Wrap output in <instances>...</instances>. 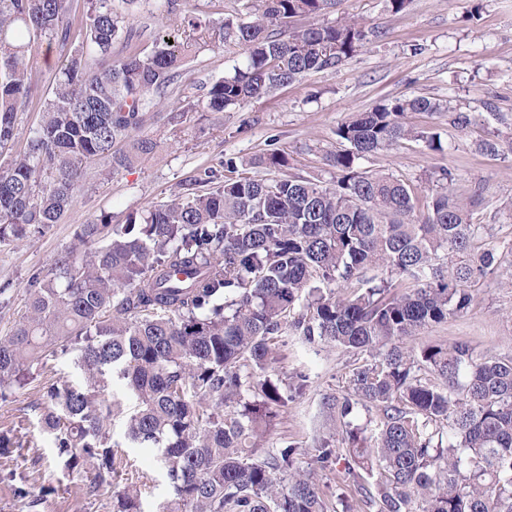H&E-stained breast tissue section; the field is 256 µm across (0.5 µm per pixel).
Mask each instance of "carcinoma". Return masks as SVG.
Returning a JSON list of instances; mask_svg holds the SVG:
<instances>
[{"label":"carcinoma","instance_id":"carcinoma-1","mask_svg":"<svg viewBox=\"0 0 512 512\" xmlns=\"http://www.w3.org/2000/svg\"><path fill=\"white\" fill-rule=\"evenodd\" d=\"M139 0H0V157L33 99L37 41L64 51L27 151L0 162V243L60 222L87 171L104 175L154 152L147 114L167 106L222 112L270 97L352 57L373 33L362 19L301 25L342 0H253L245 20L214 22L189 0H160L176 29L142 48L128 15ZM84 39L67 49L74 29ZM205 46L238 47L244 64L182 102L186 63ZM426 97L396 98L356 113L336 131V180L260 177L216 181L205 169L167 203L126 224L103 212L28 289L27 308L0 336V392L33 378L57 352L77 353L84 382L52 384L39 418L66 466L95 462L94 492L116 471L112 420L131 403L125 438L157 449L180 512H512V356H480L465 343L410 346L413 337L467 312L474 284L500 257L478 240L474 201L447 188L420 196L356 161L407 140L441 148L405 121L439 112ZM350 292L340 294L335 287ZM287 336L343 347L368 360L331 407L343 447L286 444L263 460L251 439L276 425L285 398L267 369ZM124 399L107 397L108 378ZM360 405L371 435L346 417ZM24 444L0 429V455ZM321 469L339 455L350 491L329 496Z\"/></svg>","mask_w":512,"mask_h":512}]
</instances>
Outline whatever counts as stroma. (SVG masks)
Listing matches in <instances>:
<instances>
[{"label":"stroma","mask_w":512,"mask_h":512,"mask_svg":"<svg viewBox=\"0 0 512 512\" xmlns=\"http://www.w3.org/2000/svg\"><path fill=\"white\" fill-rule=\"evenodd\" d=\"M344 14L364 19L377 32L354 56L334 69L307 75L274 97L226 112L184 113L176 135L154 119L149 130L159 146L153 154L108 178L90 171L59 224L0 244V285L8 288L0 336L24 314L32 278L51 269L78 225L104 212L112 214L114 223H125L129 215L166 203L199 170L212 169L221 178L228 174L226 160L242 168L272 151L287 158L286 174L332 182L336 170L326 157L343 147L337 127L352 113L396 98L424 96L441 104V111L406 117L409 124L439 134L441 150L407 141L359 159L358 170L398 177L427 195L439 188V170L450 169L449 193L478 197L475 221L492 227L484 238L486 247L504 258L512 255V0H410L397 13L386 0H344L336 11L310 22L332 25ZM33 49L43 65L36 101L18 115L17 153L38 122L39 100L51 91L60 55L43 42ZM242 61L238 49L205 47L189 62V76L209 83L232 75ZM487 141L497 143V154L483 151ZM457 342L482 355H512V264L504 261L477 286L466 313L413 340L417 347ZM365 361L350 350L313 348L299 337H287L270 372L285 382L302 373L307 382L282 409L275 428L256 438L257 458L286 442L300 448L325 440L340 444V422L327 401L343 393L353 368ZM82 380L74 354L60 353L47 359L40 376L0 399V428L22 424L28 438L24 447L0 456V512H112L128 488L137 491L141 512H158L172 500L156 449L125 443L120 417L112 423L113 437L122 446L114 451L117 472L110 482L92 493L93 465L65 468L52 440L39 432L38 409L46 404L52 382ZM22 413L27 422H19Z\"/></svg>","instance_id":"1"}]
</instances>
